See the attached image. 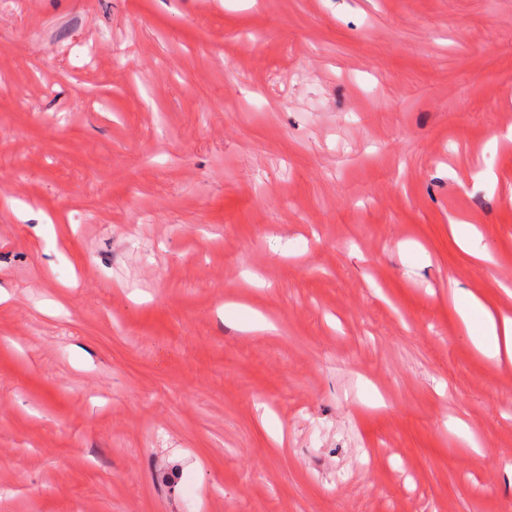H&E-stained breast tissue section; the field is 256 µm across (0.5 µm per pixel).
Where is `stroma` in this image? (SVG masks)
I'll list each match as a JSON object with an SVG mask.
<instances>
[{
	"mask_svg": "<svg viewBox=\"0 0 512 512\" xmlns=\"http://www.w3.org/2000/svg\"><path fill=\"white\" fill-rule=\"evenodd\" d=\"M1 171L0 512L512 503V0H0ZM460 291L459 300L455 306L458 320L468 328V335L475 349L492 357L500 351V338H503L506 352L512 359V319L502 323L487 315L482 328L475 332L469 327V310L480 306V302L463 290Z\"/></svg>",
	"mask_w": 512,
	"mask_h": 512,
	"instance_id": "stroma-1",
	"label": "stroma"
}]
</instances>
